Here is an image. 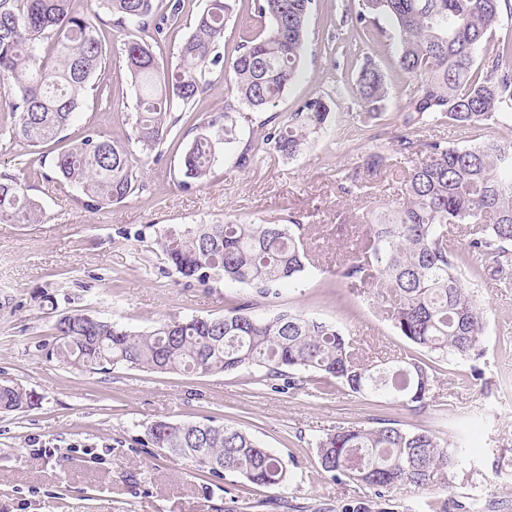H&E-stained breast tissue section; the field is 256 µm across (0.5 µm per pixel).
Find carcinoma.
I'll return each instance as SVG.
<instances>
[{
	"mask_svg": "<svg viewBox=\"0 0 512 512\" xmlns=\"http://www.w3.org/2000/svg\"><path fill=\"white\" fill-rule=\"evenodd\" d=\"M238 0H205L190 35L179 47L180 64L160 70L153 44L127 37L121 52L135 92V111L125 115L120 137L89 127L62 147L53 162L59 182L75 187L96 207L121 202L143 188L138 162L163 156L170 138L187 140L180 172L188 187L201 183L228 150L240 169L273 150L298 156L312 134L327 133L329 108L318 93L286 117L273 112L260 139L241 142L252 112L275 106L301 76V54L313 0H248L243 8L268 17V31H242L231 56L218 52ZM186 0H97L79 10L75 0H0V141L38 147L65 141V131L84 101L100 96L108 65L100 27L134 28L156 37L181 21ZM359 37L394 43L392 65L407 82L392 99L383 70L372 61L359 70L354 94L368 120L392 107L410 126L447 123L464 129L494 125L512 133V40L490 50L499 21V0H358L349 12ZM218 71L227 96L224 111L193 114L208 92L206 72ZM406 166L398 171L401 199L379 203L354 223L365 228L336 270L347 288H373L380 312L411 345L387 360L364 361L355 340L336 324L300 311L260 317L242 299L220 317L161 321L131 331L81 309L59 318L46 356L81 371L107 372L116 365L182 374L230 373L257 367L272 388L318 384L322 395L346 390L364 398L385 397L413 410L425 406L437 382V364L474 365L487 330L483 305L467 285L487 270L512 274V140L484 139L467 146L444 138L394 139ZM389 157L372 153L348 176L366 187ZM17 174H0V220L38 224L41 205ZM470 224L458 244L448 227ZM301 217L286 224L252 222L190 224L155 239L156 249L182 278L203 286L244 285L272 301L279 288L302 278L314 260L302 236ZM40 396L18 384L0 385V413L38 404ZM145 443L209 475L240 477L259 487H283L288 464L252 435L229 423L156 421ZM318 462L336 478L352 479L382 496L422 489L454 465L448 444L436 434L394 424L338 427L316 440Z\"/></svg>",
	"mask_w": 512,
	"mask_h": 512,
	"instance_id": "cac0c4a2",
	"label": "carcinoma"
}]
</instances>
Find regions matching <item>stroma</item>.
I'll list each match as a JSON object with an SVG mask.
<instances>
[{
    "instance_id": "stroma-1",
    "label": "stroma",
    "mask_w": 512,
    "mask_h": 512,
    "mask_svg": "<svg viewBox=\"0 0 512 512\" xmlns=\"http://www.w3.org/2000/svg\"><path fill=\"white\" fill-rule=\"evenodd\" d=\"M352 3L317 0L302 75L276 104L286 116L326 81L336 85L328 102L330 132L297 157L272 151L242 170L228 155L206 183L186 188L179 172L185 144L170 140L159 161L141 167L142 191L96 208L55 182L58 145L40 147L27 182L45 221L0 223V384L17 383L41 397L23 412L0 414V512H425L429 501L447 503L448 512H512V282L488 274L476 282L487 317L482 376L464 384L465 365H442L431 398L417 411L348 392L325 396L310 384L274 391L254 367L184 375L118 365L88 373L36 349L58 315L71 309L135 330L164 319L222 316L251 289L182 280L153 252L158 232L225 221L284 224L292 212L309 225L306 244L317 267L286 284L275 305H258L257 314L294 309L336 323L369 360L407 349L370 297L342 288L334 275L352 246L351 225L337 222L336 214L362 205V196L342 194L340 185L366 155L390 154L394 137L405 131L401 114L390 110L357 119L352 86L366 61L384 71L392 96L401 95L405 82L387 47L353 37L345 21ZM122 40L119 33L108 38L112 61L102 94L82 107L69 139L89 126L121 135L135 103ZM205 417L236 424L282 456L293 474L288 487H258L235 477L212 481L138 443L152 422ZM384 419L447 439L459 453L457 465L431 487L382 497L321 470L317 437Z\"/></svg>"
}]
</instances>
